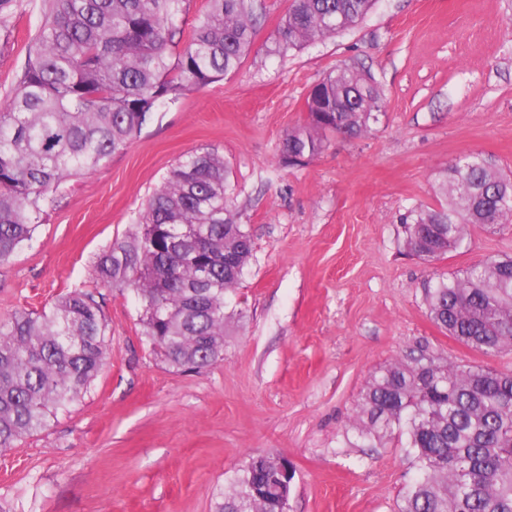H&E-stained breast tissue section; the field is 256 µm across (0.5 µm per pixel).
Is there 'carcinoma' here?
I'll use <instances>...</instances> for the list:
<instances>
[{
	"label": "carcinoma",
	"instance_id": "cac0c4a2",
	"mask_svg": "<svg viewBox=\"0 0 512 512\" xmlns=\"http://www.w3.org/2000/svg\"><path fill=\"white\" fill-rule=\"evenodd\" d=\"M190 0H42L41 25L0 112V263L30 241L45 206L72 177L124 150L156 104L219 81L251 53L263 16L255 0H207L188 38ZM376 0H291L267 52L286 55L362 21ZM306 123L288 132L280 158L299 165L327 134L359 137L376 120L374 82L340 67L314 86ZM216 146L173 165L144 205L138 229L106 247L92 278L133 291L142 335L176 370L224 356V299L254 260V244L228 195ZM439 190L447 206L401 217L404 246L432 263L467 245V228L512 221V178L489 157L460 156ZM429 319L486 356L512 348V256L491 255L457 273L432 272ZM91 291L59 296L50 312L0 319V451L78 402L107 364L111 344ZM393 360L368 379L353 422L356 439L396 441L414 469L397 512H512V373ZM277 458L252 455L213 512H278L268 492Z\"/></svg>",
	"mask_w": 512,
	"mask_h": 512
}]
</instances>
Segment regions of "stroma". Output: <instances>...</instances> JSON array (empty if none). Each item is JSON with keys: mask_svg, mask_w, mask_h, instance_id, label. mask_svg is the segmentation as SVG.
<instances>
[{"mask_svg": "<svg viewBox=\"0 0 512 512\" xmlns=\"http://www.w3.org/2000/svg\"><path fill=\"white\" fill-rule=\"evenodd\" d=\"M290 0H258L252 52L223 80L162 105L128 147L63 183L33 240L0 264V318L97 289L90 269L190 150L217 146L255 258L226 298L224 358L181 373L140 335L134 296L100 290L110 358L83 398L0 453V512H211L252 453L288 458L290 512H392L412 475L396 443L351 430L370 374L431 349L512 371L428 318L431 267L403 247L400 217L444 204L439 173L480 153L512 175V0H377L355 27L287 56L267 45ZM39 0L0 10V105L40 24ZM353 66L380 93L363 136H329L302 164L281 143L326 73ZM512 255V223L473 227L438 260L454 273Z\"/></svg>", "mask_w": 512, "mask_h": 512, "instance_id": "35a3bbf8", "label": "stroma"}]
</instances>
